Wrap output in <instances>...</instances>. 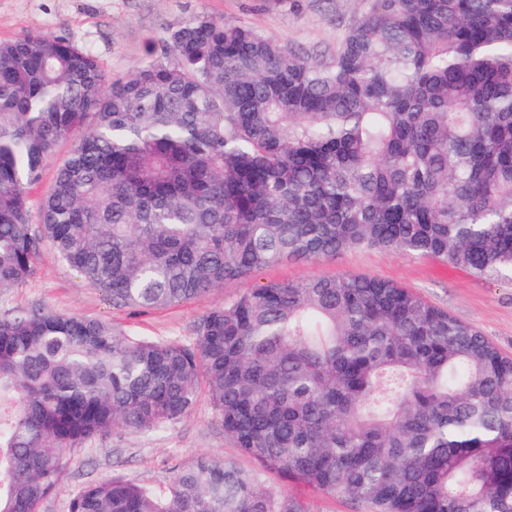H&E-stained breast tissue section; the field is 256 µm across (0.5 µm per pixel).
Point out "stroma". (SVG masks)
I'll return each mask as SVG.
<instances>
[{
    "label": "stroma",
    "instance_id": "1",
    "mask_svg": "<svg viewBox=\"0 0 512 512\" xmlns=\"http://www.w3.org/2000/svg\"><path fill=\"white\" fill-rule=\"evenodd\" d=\"M371 5L372 0H0V41L47 30L62 33L91 51L108 77L115 78L129 73L148 54H161L170 29L195 15L237 21L304 52L329 55ZM336 275L374 277L407 288L472 324L512 355V283L481 279L427 257L350 250L321 261L275 265L259 273L257 280L303 281ZM245 288L244 282L235 281L163 308L145 312L116 308L105 292L88 286L47 245L34 278L0 294V311L40 306L106 320L138 336L188 343L211 308L234 300ZM67 456L66 471L41 512H69L71 500L84 486L112 475L163 487L175 470L202 457L252 466L225 436L204 394L187 417L163 432L133 435L115 429ZM265 482L276 493L300 497L309 512H368L365 505L309 491L275 474L266 475Z\"/></svg>",
    "mask_w": 512,
    "mask_h": 512
}]
</instances>
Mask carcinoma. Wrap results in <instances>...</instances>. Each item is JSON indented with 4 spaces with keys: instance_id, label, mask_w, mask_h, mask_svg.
Masks as SVG:
<instances>
[{
    "instance_id": "1",
    "label": "carcinoma",
    "mask_w": 512,
    "mask_h": 512,
    "mask_svg": "<svg viewBox=\"0 0 512 512\" xmlns=\"http://www.w3.org/2000/svg\"><path fill=\"white\" fill-rule=\"evenodd\" d=\"M47 243L132 310L353 249L512 282V0H374L326 61L197 15L112 81L65 35L0 41V292ZM203 391L262 472L371 512H512V356L356 275L255 285L191 343L4 310L0 512H39L66 450L162 432ZM70 512L308 510L201 458L159 490L97 480ZM74 146V141H65L61 145L58 154L45 165L39 184L31 192L30 212L32 223L37 224L42 198L52 184L58 166L70 155Z\"/></svg>"
}]
</instances>
